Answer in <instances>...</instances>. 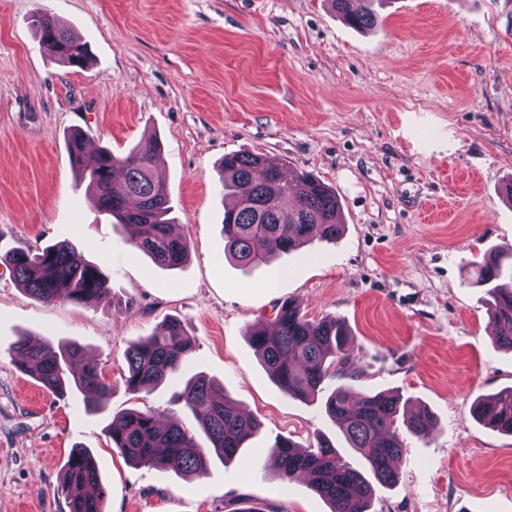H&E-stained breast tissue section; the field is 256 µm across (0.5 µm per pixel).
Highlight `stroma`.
<instances>
[{
	"label": "stroma",
	"mask_w": 512,
	"mask_h": 512,
	"mask_svg": "<svg viewBox=\"0 0 512 512\" xmlns=\"http://www.w3.org/2000/svg\"><path fill=\"white\" fill-rule=\"evenodd\" d=\"M47 11L87 41L91 63L39 47ZM372 31L347 26L328 0H0V255L68 240L112 287L90 307L32 300L0 263V512H68L58 494L71 448L91 449L108 512H329L265 452L285 436L326 437L367 472L324 412L288 397L248 341L283 299L353 337L358 374L330 379L398 393L440 428L403 433L401 476L375 486L371 512H512V436L472 406L512 387V352L495 343L470 262L512 243V0H389ZM123 154L148 138L171 216L190 244L165 270L103 214L73 165L67 137ZM254 153L332 187L345 226L335 242L277 253L244 271L224 257L222 163ZM178 317L194 349L175 380L139 394L121 383L126 347ZM77 343L113 388L94 413L77 392L51 393L15 366L18 336ZM205 376L261 423L235 459L186 478L135 466L106 430L127 409L197 423L174 392Z\"/></svg>",
	"instance_id": "stroma-1"
}]
</instances>
